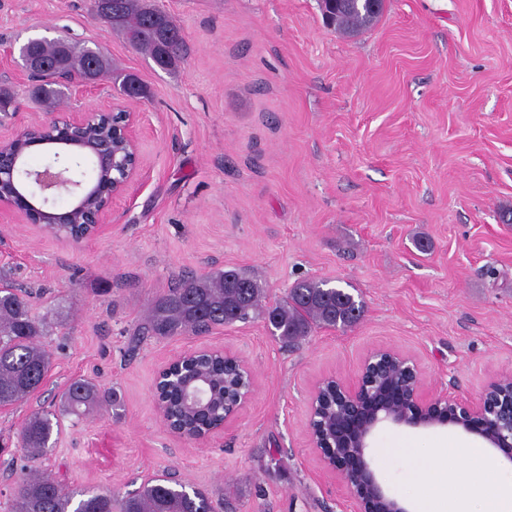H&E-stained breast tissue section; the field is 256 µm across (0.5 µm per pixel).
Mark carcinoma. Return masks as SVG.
Returning a JSON list of instances; mask_svg holds the SVG:
<instances>
[{
  "instance_id": "obj_1",
  "label": "carcinoma",
  "mask_w": 512,
  "mask_h": 512,
  "mask_svg": "<svg viewBox=\"0 0 512 512\" xmlns=\"http://www.w3.org/2000/svg\"><path fill=\"white\" fill-rule=\"evenodd\" d=\"M327 26L345 35L371 27L381 16L384 0H321ZM94 17L110 25L135 50L148 55L165 69L182 58L184 41L180 28L164 12L147 0H94ZM25 54L66 75L91 82L112 72V61L105 55L72 43L42 39L28 41ZM115 80L130 98L146 94L142 82L133 74L115 72ZM34 96L53 106L62 90L48 74L33 88ZM264 288L250 276L237 271L195 275L183 278L167 289L150 308L144 332L169 337L191 332L200 334L214 326L259 318L271 327L272 334L288 346L299 344L317 327H353L363 316L364 305L343 288L326 281L304 280L294 285L280 302L263 304ZM45 324L31 312L26 292L9 285L0 288V407L18 404L43 384L52 361L44 349ZM210 378L217 390L216 402L189 418L183 417L181 399L190 379ZM245 380L240 365L218 353L195 357L186 375L164 392L163 398L175 421H182L192 432L224 418V398L238 394ZM119 406L114 390H102L87 379L72 381L61 393L59 414L81 418L94 409ZM57 423L52 413L32 412L19 430V443L26 451L27 464L12 488V512H216L217 504L202 489L186 487L166 477L147 483L114 505L112 493H86L74 510L69 506L74 493L61 481L43 471L37 462L46 454Z\"/></svg>"
}]
</instances>
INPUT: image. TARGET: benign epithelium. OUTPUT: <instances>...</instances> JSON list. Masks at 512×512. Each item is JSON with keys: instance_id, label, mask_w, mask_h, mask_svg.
<instances>
[{"instance_id": "obj_1", "label": "benign epithelium", "mask_w": 512, "mask_h": 512, "mask_svg": "<svg viewBox=\"0 0 512 512\" xmlns=\"http://www.w3.org/2000/svg\"><path fill=\"white\" fill-rule=\"evenodd\" d=\"M112 104L97 112L50 113L32 120L8 138L0 137V211L22 213L30 224L58 233L71 243L98 235L111 216L112 199L142 176L144 163L135 133L138 115L116 111ZM41 134L67 142L43 167L28 166L21 147L39 145ZM94 173L83 180L84 163ZM73 197L69 218L55 220L50 200ZM82 225L83 234L69 228ZM421 375L412 361L392 350H376L362 363L354 384L328 379L311 399L310 434L324 468L350 490L351 512H409L378 482L371 467L372 440L385 426L411 429L454 427L498 448L512 459V419L495 416V402L512 393L511 379H493L470 402L446 395L425 398Z\"/></svg>"}]
</instances>
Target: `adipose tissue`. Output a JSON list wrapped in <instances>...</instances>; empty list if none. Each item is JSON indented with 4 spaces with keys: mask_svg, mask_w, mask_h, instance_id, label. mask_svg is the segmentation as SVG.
Segmentation results:
<instances>
[{
    "mask_svg": "<svg viewBox=\"0 0 512 512\" xmlns=\"http://www.w3.org/2000/svg\"><path fill=\"white\" fill-rule=\"evenodd\" d=\"M472 474L464 476L461 467ZM497 466L483 448L449 441L445 457L422 462L418 477L427 484L426 496L417 498L416 512H512V481L491 482L485 475Z\"/></svg>",
    "mask_w": 512,
    "mask_h": 512,
    "instance_id": "adipose-tissue-1",
    "label": "adipose tissue"
}]
</instances>
